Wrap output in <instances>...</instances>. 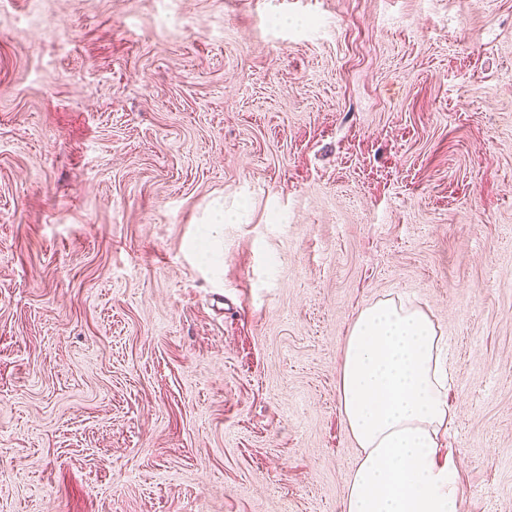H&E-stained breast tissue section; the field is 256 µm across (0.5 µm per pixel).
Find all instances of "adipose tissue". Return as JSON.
Instances as JSON below:
<instances>
[{
    "label": "adipose tissue",
    "instance_id": "obj_1",
    "mask_svg": "<svg viewBox=\"0 0 512 512\" xmlns=\"http://www.w3.org/2000/svg\"><path fill=\"white\" fill-rule=\"evenodd\" d=\"M448 340L422 308L379 300L347 336L337 392L360 450L343 512H462L461 474L439 436L454 412Z\"/></svg>",
    "mask_w": 512,
    "mask_h": 512
}]
</instances>
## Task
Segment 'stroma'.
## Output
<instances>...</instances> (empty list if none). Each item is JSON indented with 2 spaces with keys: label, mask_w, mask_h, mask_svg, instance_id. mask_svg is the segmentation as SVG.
<instances>
[{
  "label": "stroma",
  "mask_w": 512,
  "mask_h": 512,
  "mask_svg": "<svg viewBox=\"0 0 512 512\" xmlns=\"http://www.w3.org/2000/svg\"><path fill=\"white\" fill-rule=\"evenodd\" d=\"M386 298L512 512V0H0V512H343ZM214 222L212 224H204L200 230L199 237L201 239L203 260L212 270L218 272L220 270L221 247L224 237V207L219 205L214 208ZM207 254L209 256H207Z\"/></svg>",
  "instance_id": "obj_1"
}]
</instances>
